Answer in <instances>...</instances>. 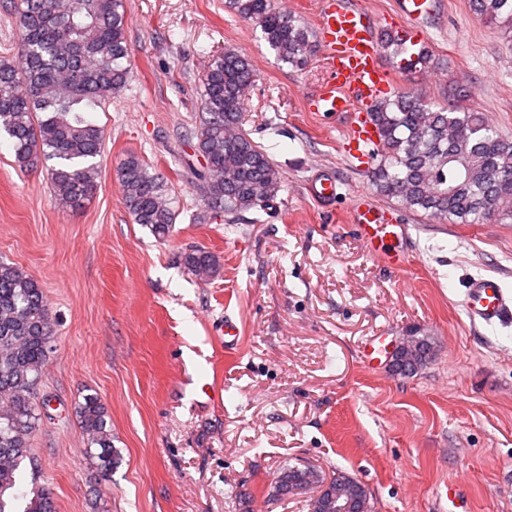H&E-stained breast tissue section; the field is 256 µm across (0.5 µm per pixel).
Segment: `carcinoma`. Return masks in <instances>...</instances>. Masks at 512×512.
<instances>
[{
  "label": "carcinoma",
  "mask_w": 512,
  "mask_h": 512,
  "mask_svg": "<svg viewBox=\"0 0 512 512\" xmlns=\"http://www.w3.org/2000/svg\"><path fill=\"white\" fill-rule=\"evenodd\" d=\"M480 18L512 24V0H472ZM244 19L261 28L278 59L303 67L313 53L311 32L274 0H232ZM17 59H0V133L12 142L15 162L26 169L53 162L50 198L72 209L98 189L97 157L104 130L84 116L104 106L127 84L130 47L122 0H15ZM382 48L403 55L399 33L384 30ZM249 60L226 48L202 79V118L193 132L203 157L194 171L203 201L239 214L267 208L281 187V174L263 149L239 131L252 86ZM380 138L374 184L384 196L413 212L456 224L512 223V138L479 112L450 99L436 105L410 95L381 100L370 112ZM123 202L134 223L166 237L175 215L166 178L133 154L119 164ZM185 267L206 279L216 271L212 255L194 249ZM56 328L39 283L21 268L0 262V512H53L50 493L34 492L19 511L13 489L31 439L39 428L38 384ZM80 428L97 469L105 476L122 462L106 411L95 394L80 404Z\"/></svg>",
  "instance_id": "carcinoma-1"
}]
</instances>
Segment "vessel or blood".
Here are the masks:
<instances>
[{
    "label": "vessel or blood",
    "instance_id": "obj_1",
    "mask_svg": "<svg viewBox=\"0 0 512 512\" xmlns=\"http://www.w3.org/2000/svg\"><path fill=\"white\" fill-rule=\"evenodd\" d=\"M398 13L411 22L429 17L437 0H397ZM374 17L353 8L349 0H321L319 29L328 80L312 95V111L353 114L347 129L348 153L357 161L375 153L379 143L369 110L394 88V80L381 61ZM368 253L386 267L396 269L407 261L409 228L398 223L378 204L360 198L351 206ZM463 307L471 321L492 324L512 315V295L494 276L474 278L464 295Z\"/></svg>",
    "mask_w": 512,
    "mask_h": 512
}]
</instances>
